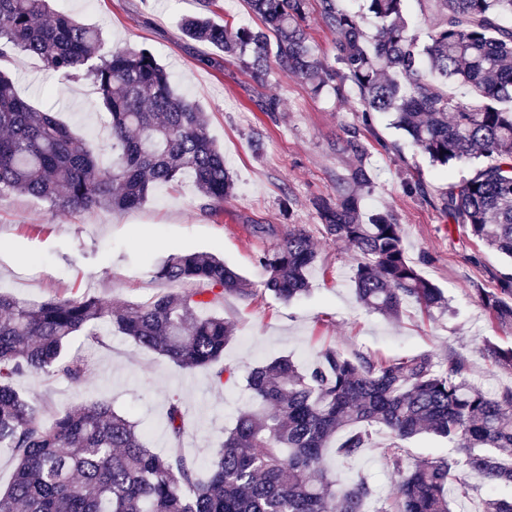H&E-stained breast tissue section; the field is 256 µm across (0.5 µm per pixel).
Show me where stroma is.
I'll list each match as a JSON object with an SVG mask.
<instances>
[{"instance_id":"1","label":"stroma","mask_w":512,"mask_h":512,"mask_svg":"<svg viewBox=\"0 0 512 512\" xmlns=\"http://www.w3.org/2000/svg\"><path fill=\"white\" fill-rule=\"evenodd\" d=\"M52 7L99 27L107 49L149 48L177 90L207 112L209 133L224 151L236 191L217 212L206 209L186 181L156 188L135 210L57 217L45 201L23 194L0 198V291L28 303L87 293L140 303L167 289L153 276L157 260L207 251L246 278L249 292L225 294L216 307L235 326L224 349L225 363L238 371L234 385L215 388L208 371L180 368L104 327L101 343H73L89 365L84 382L31 375L19 382L27 397L52 413L106 399L139 422L150 447L163 451L170 446L167 400L180 395L186 419L181 446L205 467L249 403L248 375L274 357H289L304 368L327 345L384 360L426 352L442 362L456 353L484 390L512 385V373L492 366L481 352L488 337L512 343V328H489L474 292L479 285L493 287V273L512 271V260L487 250L440 208L442 194L469 177L472 165L432 164L392 126L389 114L363 116L353 95L317 94L284 74L257 87L236 57L184 37L181 20L199 11V0H53ZM9 69L21 97L56 112L102 166L111 164V139L90 81L61 82L20 53ZM267 99L276 101V111L261 110ZM351 127L369 147L371 186L361 196L363 212H394L408 260L442 289L448 312L427 318L411 307L392 321L369 311L355 294L354 253L326 241L313 202L334 196L347 174L351 158L337 151L336 142ZM414 182L424 194L407 193ZM256 224L273 225L274 231L254 233ZM293 228L310 236L318 262L309 272L310 291L283 302L262 295L257 257ZM376 441V448L350 465L337 466L331 455L324 465L341 484L366 475L384 498L396 483L385 462L391 440L382 433Z\"/></svg>"}]
</instances>
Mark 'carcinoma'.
Listing matches in <instances>:
<instances>
[{"mask_svg": "<svg viewBox=\"0 0 512 512\" xmlns=\"http://www.w3.org/2000/svg\"><path fill=\"white\" fill-rule=\"evenodd\" d=\"M200 2L204 10L184 20V36L241 58L256 85L280 72L316 93L351 91L364 117L392 115L431 162L474 164L443 209L484 247L512 259V26L501 23L512 15V0H436L442 19L425 34L411 28L405 0H366L377 20L371 37L359 15L321 0L322 19L336 34L331 63L310 44L307 0H247L256 28L218 24V0ZM17 52L63 82H92L111 131V166H101L56 113L17 93L7 67ZM449 84L478 101L462 102L445 90ZM208 127L207 113L177 91L149 49L108 51L98 27L53 11L50 0H0V197L38 198L54 217L127 211L155 188L189 178L217 210L235 182ZM337 147L354 163L336 197L315 200L314 209L326 239L358 257L359 303L396 320L411 303L428 316L445 311L441 289L405 257L393 212L361 213L359 191L370 177L358 130ZM316 258L308 235L288 231L259 256L264 292L282 301L308 292ZM153 273L191 288L140 304L91 295L26 304L0 292V448L16 460L12 482L0 489V512H452L449 489L461 467L489 489L512 484V386L485 392L460 355L444 363L429 353L379 361L328 345L305 369L286 356L266 361L250 373L251 404L216 448L206 476L180 448L185 414L178 397L167 404L172 448L165 453L150 448L138 422L106 400L46 419L19 380L44 374L82 382L88 365L69 346L79 336L97 342L102 322L181 367H216L217 388L235 380L236 368L222 363L235 328L210 307L226 293L246 292L243 276L207 252L170 254ZM492 279L496 287L475 291L490 321L512 328V274ZM482 352L512 370V344L487 338ZM380 431L392 440L386 464L397 475L383 503L367 476L340 486L323 464L330 448L349 464L376 447ZM423 433L452 444L458 456L406 463L400 442ZM481 512H512V497L488 496Z\"/></svg>", "mask_w": 512, "mask_h": 512, "instance_id": "carcinoma-1", "label": "carcinoma"}]
</instances>
